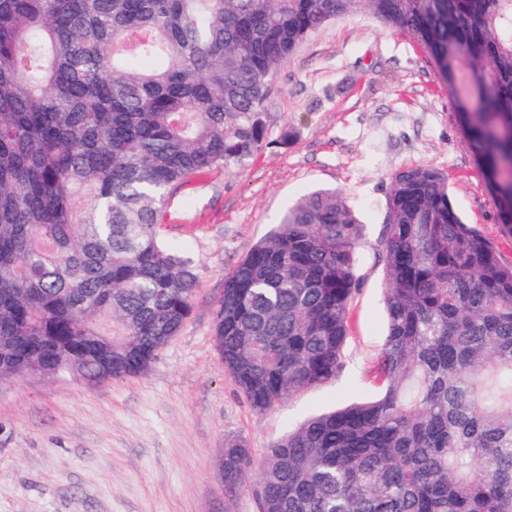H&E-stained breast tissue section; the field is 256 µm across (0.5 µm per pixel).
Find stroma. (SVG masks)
Wrapping results in <instances>:
<instances>
[{"label":"stroma","instance_id":"35a3bbf8","mask_svg":"<svg viewBox=\"0 0 512 512\" xmlns=\"http://www.w3.org/2000/svg\"><path fill=\"white\" fill-rule=\"evenodd\" d=\"M457 90L405 31L360 11L319 28L271 79L266 141L244 163L173 192L161 236L197 268L192 313L140 375L0 380V512H260L258 477L224 498L227 440L260 458L305 416L364 398L386 335L378 258L393 174L448 177L465 221L512 265V234L470 152ZM317 187L343 191L363 225L344 369L258 414L214 343L224 277L282 210Z\"/></svg>","mask_w":512,"mask_h":512}]
</instances>
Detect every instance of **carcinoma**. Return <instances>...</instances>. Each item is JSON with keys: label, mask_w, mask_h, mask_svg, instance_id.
Here are the masks:
<instances>
[{"label": "carcinoma", "mask_w": 512, "mask_h": 512, "mask_svg": "<svg viewBox=\"0 0 512 512\" xmlns=\"http://www.w3.org/2000/svg\"><path fill=\"white\" fill-rule=\"evenodd\" d=\"M369 11L451 88L487 84L468 146L512 233V0H0V379L143 373L192 312L197 272L162 243L169 193L264 143L270 76L315 30ZM166 65L147 70L142 59ZM387 334L372 399L306 418L259 475L261 512H512V266L448 177H391ZM362 225L336 189L285 209L224 278L214 340L265 414L344 367Z\"/></svg>", "instance_id": "cac0c4a2"}]
</instances>
